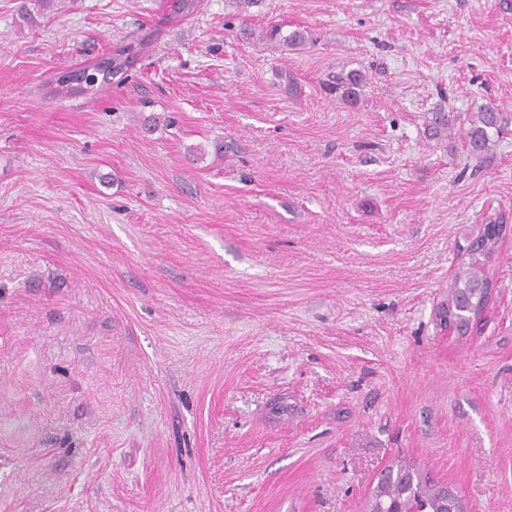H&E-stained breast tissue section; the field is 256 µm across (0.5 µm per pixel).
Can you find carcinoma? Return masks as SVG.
Instances as JSON below:
<instances>
[{"label":"carcinoma","instance_id":"obj_1","mask_svg":"<svg viewBox=\"0 0 512 512\" xmlns=\"http://www.w3.org/2000/svg\"><path fill=\"white\" fill-rule=\"evenodd\" d=\"M135 53V46L118 47L106 54L111 67L106 70L87 67L66 69L56 73L49 82L47 94L57 96L65 92L71 96L92 95L111 83L112 78L125 71L129 59ZM361 75L348 74L337 86L343 88L342 95L353 101L357 97V86ZM454 117L447 112L432 113L428 137L439 138L448 132ZM501 117L491 107L477 113L466 131L469 152L479 157L493 145L491 132L500 131ZM502 237L492 233V225L485 226L483 233L473 239L467 249V257L461 262L450 285L448 299L442 304L438 315L440 323L452 326L458 335L466 336L472 331V323L485 313L489 290L494 287L488 275L487 266L498 251ZM403 499L415 504L425 512H453L459 508L452 489L434 484L428 474L399 460L383 470L376 487L368 500L367 512H390L397 500Z\"/></svg>","mask_w":512,"mask_h":512}]
</instances>
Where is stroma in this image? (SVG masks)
<instances>
[{"label": "stroma", "mask_w": 512, "mask_h": 512, "mask_svg": "<svg viewBox=\"0 0 512 512\" xmlns=\"http://www.w3.org/2000/svg\"><path fill=\"white\" fill-rule=\"evenodd\" d=\"M172 3L0 0V512H365L398 459L512 512V235L485 332L438 318L512 225V0ZM135 47L131 44L118 47L102 57L111 60V67L107 70L81 67L56 73L51 82H48L49 89L45 94L54 97L61 92L71 96L96 94L105 84H110L114 76L128 68L129 59L136 53ZM78 73L81 74L82 86L74 83V76ZM501 127V117L494 108L485 107L477 113L474 120L471 121L466 131V140L469 152L475 157H479L490 150L493 145L491 132L498 134Z\"/></svg>", "instance_id": "1"}]
</instances>
